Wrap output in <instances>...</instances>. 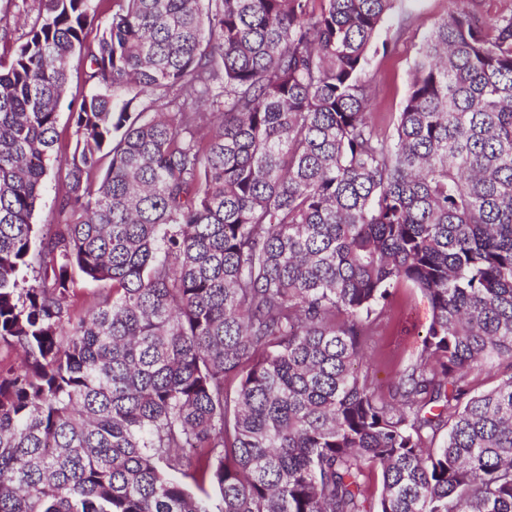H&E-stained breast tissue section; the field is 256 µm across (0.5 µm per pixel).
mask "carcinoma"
I'll return each instance as SVG.
<instances>
[{"label":"carcinoma","mask_w":512,"mask_h":512,"mask_svg":"<svg viewBox=\"0 0 512 512\" xmlns=\"http://www.w3.org/2000/svg\"><path fill=\"white\" fill-rule=\"evenodd\" d=\"M394 2L40 0L0 54V512H512V17L453 0L388 136ZM77 273L112 284L83 312ZM404 284L431 320L385 394ZM86 70V63L78 64V56H76L73 61V66L70 69L67 91L59 109L57 124L58 141L56 144L58 154L51 158L46 190L36 206L32 219V224L35 225L36 232V240L33 246L35 250L39 249L40 240L43 235L45 236L47 230L53 227L54 224H57L58 216L55 204V192L62 188L65 173V166L60 159L65 154L72 151L75 140L73 135L74 128L72 127L69 117L68 104L72 98L78 97L81 91H88L89 86L84 85ZM391 318L370 336L364 347L370 372L380 390L416 359L431 312L427 299L415 288H400L391 303Z\"/></svg>","instance_id":"cac0c4a2"}]
</instances>
